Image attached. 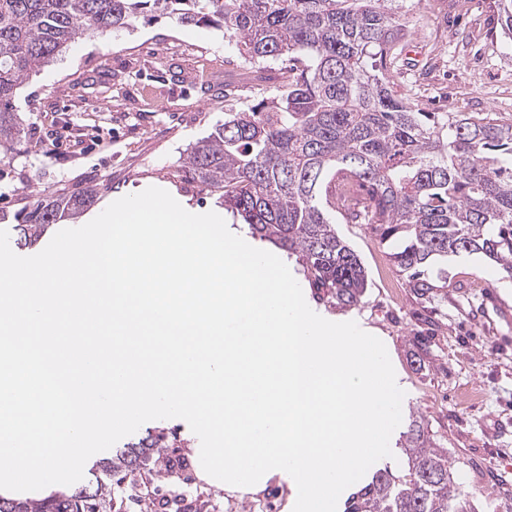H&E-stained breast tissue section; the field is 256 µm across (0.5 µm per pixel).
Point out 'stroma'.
<instances>
[{"label": "stroma", "instance_id": "35a3bbf8", "mask_svg": "<svg viewBox=\"0 0 512 512\" xmlns=\"http://www.w3.org/2000/svg\"><path fill=\"white\" fill-rule=\"evenodd\" d=\"M407 0L394 93L419 112H466L512 122V40L503 37L492 0ZM234 40L166 17L136 18L106 35H84L26 80L15 104L27 134L0 160V228L13 251L32 256L52 238L20 245L14 215L38 195L94 187L92 220L113 201L156 186L191 209L221 212L241 236L249 229L225 212L217 189L193 182L187 147L228 112L270 98L288 82V61L262 63L260 81L204 88L205 68L238 69ZM360 255L370 286L355 307L339 309L304 288L328 320L357 321L386 346L405 393L402 416L419 415L448 450L458 476L477 467L488 480L464 484L469 499L512 507V279L483 255L449 260L445 298L427 303L409 287L390 300L386 279L400 274L387 245L366 224L338 225Z\"/></svg>", "mask_w": 512, "mask_h": 512}]
</instances>
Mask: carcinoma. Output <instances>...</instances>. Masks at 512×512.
<instances>
[{"label": "carcinoma", "mask_w": 512, "mask_h": 512, "mask_svg": "<svg viewBox=\"0 0 512 512\" xmlns=\"http://www.w3.org/2000/svg\"><path fill=\"white\" fill-rule=\"evenodd\" d=\"M405 0H0V150L26 131L17 90L75 39L127 27L138 15L212 27L251 63L283 57L297 75L283 92L240 112L188 150L184 167L223 191L224 209L251 234L297 257L315 296L357 305L369 287L337 224H369L408 287L448 295V257L482 253L512 278V122L463 112H416L378 66L398 40ZM512 40V0H495ZM98 192L44 196L14 216L23 234L78 217ZM181 449L157 435L89 469L88 495L64 490L0 496V512H120L114 477L166 475ZM406 465H386L343 512H468L448 450L428 422L402 435Z\"/></svg>", "instance_id": "obj_1"}]
</instances>
